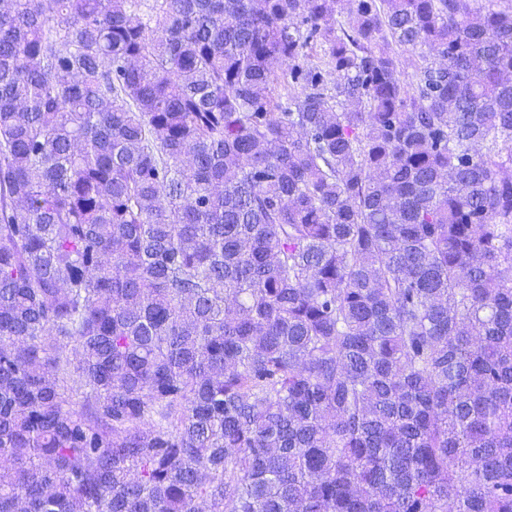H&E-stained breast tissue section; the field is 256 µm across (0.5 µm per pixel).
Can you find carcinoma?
I'll return each instance as SVG.
<instances>
[{"label":"carcinoma","mask_w":512,"mask_h":512,"mask_svg":"<svg viewBox=\"0 0 512 512\" xmlns=\"http://www.w3.org/2000/svg\"><path fill=\"white\" fill-rule=\"evenodd\" d=\"M0 512H512V0H0Z\"/></svg>","instance_id":"carcinoma-1"}]
</instances>
